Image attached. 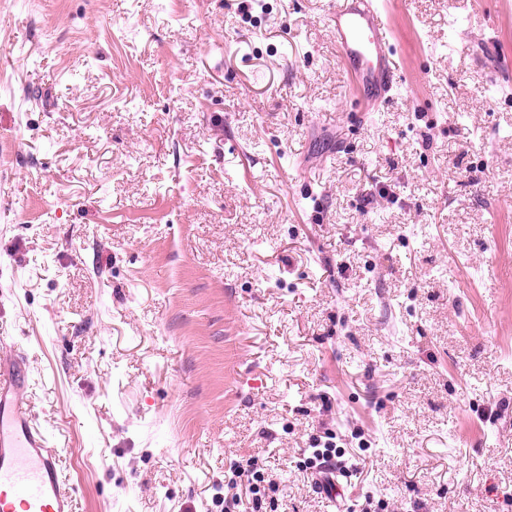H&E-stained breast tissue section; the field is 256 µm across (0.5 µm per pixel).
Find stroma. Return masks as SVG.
<instances>
[{
    "label": "stroma",
    "instance_id": "1",
    "mask_svg": "<svg viewBox=\"0 0 512 512\" xmlns=\"http://www.w3.org/2000/svg\"><path fill=\"white\" fill-rule=\"evenodd\" d=\"M0 0V335L74 512H512V0ZM333 439V497L300 467ZM324 19L353 95L366 105L390 98L405 76L396 68L398 49L384 9L373 0H335ZM261 467L258 466L257 461L252 460L249 462L247 467H240L237 477L245 476L247 478V482L249 484L248 490L250 494H252L254 500H258V497H261V493L266 491V487L262 485L265 480V473L262 471Z\"/></svg>",
    "mask_w": 512,
    "mask_h": 512
}]
</instances>
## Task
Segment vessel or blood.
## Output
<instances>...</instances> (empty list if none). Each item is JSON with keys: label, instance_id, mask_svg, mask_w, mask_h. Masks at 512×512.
Returning a JSON list of instances; mask_svg holds the SVG:
<instances>
[{"label": "vessel or blood", "instance_id": "b4317fda", "mask_svg": "<svg viewBox=\"0 0 512 512\" xmlns=\"http://www.w3.org/2000/svg\"><path fill=\"white\" fill-rule=\"evenodd\" d=\"M354 96L373 105L403 77L391 24L374 0H335L324 16ZM31 375L23 356L0 358V512H73L75 485L24 402Z\"/></svg>", "mask_w": 512, "mask_h": 512}]
</instances>
